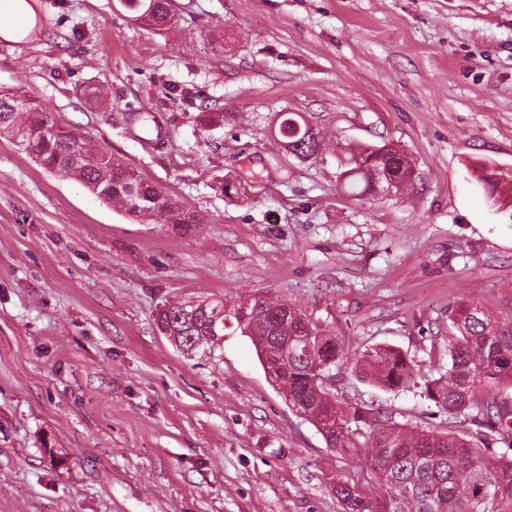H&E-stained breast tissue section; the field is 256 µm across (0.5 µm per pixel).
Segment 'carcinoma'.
Masks as SVG:
<instances>
[{
    "label": "carcinoma",
    "mask_w": 512,
    "mask_h": 512,
    "mask_svg": "<svg viewBox=\"0 0 512 512\" xmlns=\"http://www.w3.org/2000/svg\"><path fill=\"white\" fill-rule=\"evenodd\" d=\"M137 20L146 17L154 30L176 24L173 0H122ZM0 134L14 139L30 135L43 124L41 106L24 101L2 102ZM284 148L313 157L321 138L300 115L286 113L277 128ZM23 149L40 157L55 171L80 181L92 194L135 217L167 224L179 234L196 229L197 214L175 201H158L161 191L127 163L90 145L87 136L67 127L66 136L46 144L27 140ZM344 187L351 194L368 192L363 168L399 176L406 185L412 164L400 148L376 151L368 146L350 156ZM455 333L448 337V369L425 383L436 407L451 415L489 419L487 427L512 448V409L480 396L482 383L512 387V324L499 325L476 306L451 310ZM164 325L168 337L187 355L211 352L224 342V332L250 336L267 374L283 392L288 405L310 419L327 447L339 453H365L371 481L349 480L334 487L343 512H512V457L496 458L487 448L455 435L408 427L365 404L345 405L323 384L326 371L348 362L370 384L404 387L417 376L414 365L399 350L374 346L351 355L343 342L301 309L279 297L254 294L248 303L232 305L201 300L196 308L183 302L169 305Z\"/></svg>",
    "instance_id": "1"
}]
</instances>
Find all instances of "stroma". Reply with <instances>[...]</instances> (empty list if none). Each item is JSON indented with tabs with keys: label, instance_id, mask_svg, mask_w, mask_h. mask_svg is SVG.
Segmentation results:
<instances>
[{
	"label": "stroma",
	"instance_id": "obj_1",
	"mask_svg": "<svg viewBox=\"0 0 512 512\" xmlns=\"http://www.w3.org/2000/svg\"><path fill=\"white\" fill-rule=\"evenodd\" d=\"M28 2L43 22L0 46V89L200 224L132 217L0 135V512H342L332 487L368 481L363 459L289 407L250 337L187 356L160 331L164 304L205 297L278 296L350 350L397 348L414 382L336 365V397L506 453L424 383L448 365L451 307L512 322V205L478 179L512 173V0H175L171 35L119 0ZM284 112L321 154L281 149ZM386 140L411 185L350 195L346 158Z\"/></svg>",
	"mask_w": 512,
	"mask_h": 512
}]
</instances>
